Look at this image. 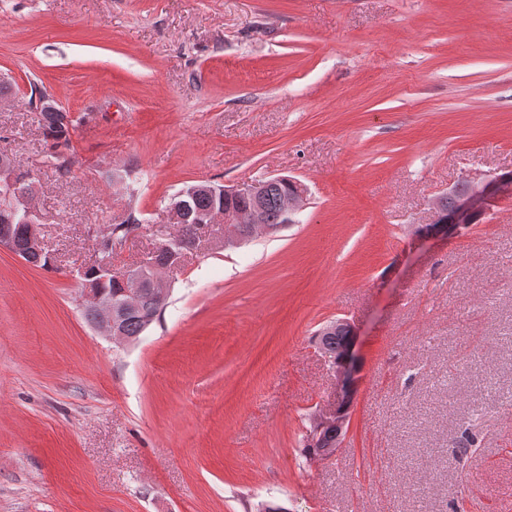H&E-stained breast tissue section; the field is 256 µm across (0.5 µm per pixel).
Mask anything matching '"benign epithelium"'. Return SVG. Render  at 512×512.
Returning <instances> with one entry per match:
<instances>
[{
    "instance_id": "1",
    "label": "benign epithelium",
    "mask_w": 512,
    "mask_h": 512,
    "mask_svg": "<svg viewBox=\"0 0 512 512\" xmlns=\"http://www.w3.org/2000/svg\"><path fill=\"white\" fill-rule=\"evenodd\" d=\"M267 179L251 181L237 185H216L210 182L195 183L186 186L177 195L173 203L166 207L167 223L172 224L182 219V215L189 207V201L198 193L206 192L210 195H221L226 199H234L240 196H250L256 201L253 207L245 212L222 211L213 218H206V222L198 225V233H204L208 225L221 221L224 223V248L240 246L251 239L247 232L237 230L238 224H259L261 223V207L257 204ZM470 186L467 192L459 195L455 208L450 212L443 211L438 203H433L431 217L433 227L428 232L419 229L414 225L411 228L412 236L415 238L429 237L436 234L446 235L456 233L463 228L473 224L474 216L478 213H488L491 203L504 197H512V179L502 177L497 173L488 174L480 178L469 179ZM298 187L294 193L288 194L283 203L284 224L295 223V217L302 210L307 201L308 188L298 180H293ZM0 210L12 215L24 212L28 215H35L37 211L33 205V194L21 187L16 180L13 166L3 165L0 167ZM170 269V266H161L151 259L143 261L140 265L126 271L122 275V282L125 283V298L117 305H112V298L106 296L99 286L85 282L79 294V305L82 309H99L106 313L112 310H131L137 306L138 288L145 284L150 285L158 292L160 298L164 299L171 295L172 281L165 278L163 273ZM335 327H343L348 332L349 341L346 354L343 358L330 362L333 370L336 385L342 393L341 400L331 412L318 411L314 413V420L317 424L315 432L310 439H319L321 431L326 427H334L338 431L336 446L321 448L317 454L320 459H328L336 455L343 447L345 435L350 423L351 392L356 382L355 371V339L356 332L351 324L338 319L324 325L320 333L331 331ZM102 335L112 340L117 345H123L131 341V337L124 335L120 319L111 318L101 327Z\"/></svg>"
}]
</instances>
